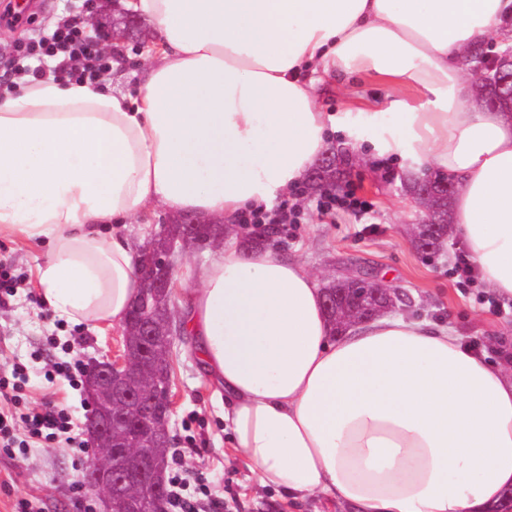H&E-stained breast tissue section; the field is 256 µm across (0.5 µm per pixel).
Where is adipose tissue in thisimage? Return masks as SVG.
<instances>
[{
    "mask_svg": "<svg viewBox=\"0 0 512 512\" xmlns=\"http://www.w3.org/2000/svg\"><path fill=\"white\" fill-rule=\"evenodd\" d=\"M150 20L137 95L49 73L0 99V239L35 243L41 303L124 327L152 207L229 225L271 209L328 148L314 92L352 74L418 102L371 113L374 151L446 171L452 233L512 302V112L480 106L459 64L512 46V0H121ZM186 313L224 391L235 457L294 504L340 512H488L512 489V362L429 323L338 334L301 262L272 243L214 249Z\"/></svg>",
    "mask_w": 512,
    "mask_h": 512,
    "instance_id": "1",
    "label": "adipose tissue"
}]
</instances>
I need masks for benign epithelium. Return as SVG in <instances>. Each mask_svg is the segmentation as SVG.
Listing matches in <instances>:
<instances>
[{
	"label": "benign epithelium",
	"mask_w": 512,
	"mask_h": 512,
	"mask_svg": "<svg viewBox=\"0 0 512 512\" xmlns=\"http://www.w3.org/2000/svg\"><path fill=\"white\" fill-rule=\"evenodd\" d=\"M472 69L484 78L492 90L495 104L512 105V47L476 60ZM186 230L162 252L150 254L149 266L139 267L143 287L136 300V317L123 329L125 350L119 357L93 360L84 368L85 385L91 401V413L85 428L95 446L96 456H105L90 466L84 483L101 495L105 512H166L164 471L155 449L169 445V420L172 413L171 379L145 381L153 356L131 336L156 341L161 336H178L173 321L163 327L153 322L155 296L174 287L177 257L187 247L204 248L207 240H196V223L186 218L173 220ZM448 234V224L440 209L422 210L416 224L417 247L427 253ZM338 282L350 295L354 311L351 321L371 320L398 309L404 301L400 290L377 280L365 267L357 266Z\"/></svg>",
	"instance_id": "7a95c632"
}]
</instances>
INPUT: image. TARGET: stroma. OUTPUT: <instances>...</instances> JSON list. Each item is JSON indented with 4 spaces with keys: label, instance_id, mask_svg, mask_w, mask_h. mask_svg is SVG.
<instances>
[{
    "label": "stroma",
    "instance_id": "obj_1",
    "mask_svg": "<svg viewBox=\"0 0 512 512\" xmlns=\"http://www.w3.org/2000/svg\"><path fill=\"white\" fill-rule=\"evenodd\" d=\"M93 13L107 23L120 15L113 0H30L25 19L0 21V95L21 45L38 32L55 29L67 16ZM155 35L151 23L139 20L135 38L123 43L119 64L106 73L105 82L137 93L146 62L141 45ZM395 98L410 101L414 94L408 87L389 86L364 75L327 79L316 106L325 114L345 116L351 125V132H334L330 138L333 146L344 148L352 158L343 179L344 190L366 201L369 209L359 217L341 213L333 220L319 218V192L301 185L286 200L301 213V221L281 225L275 245L304 263L322 286L352 265L371 266L379 280L409 294L412 303L403 310V317L448 328L475 349L511 337L512 304L496 312L484 303L481 289L458 286L452 271L461 245L458 238H450L436 254L426 255L416 248L413 229L419 209L401 188L407 164L372 152V124L359 112L362 102L380 106ZM41 258L36 246L0 240V263L10 265L19 278L12 295L0 305V367L23 363L30 376L24 403L31 407L54 403L82 424L90 409L84 389L71 388L62 379L49 382L44 378L47 365L64 357L54 342L80 339L81 358L87 362L119 344L122 331H88L65 323L42 306L35 280ZM170 363L173 414L169 429L174 447L191 475L204 479L211 499L219 504L218 512H294L244 462L232 460L224 431V397L201 369L188 336L175 338ZM92 458L88 448L76 452L43 443L10 457L0 456V512H12L21 497L38 498L42 512H84L86 502L92 503L93 512H104L101 496L81 486Z\"/></svg>",
    "mask_w": 512,
    "mask_h": 512
}]
</instances>
